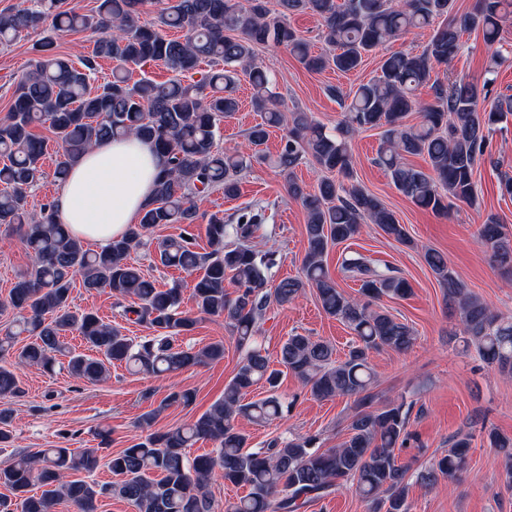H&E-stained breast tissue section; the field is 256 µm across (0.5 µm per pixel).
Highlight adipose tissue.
<instances>
[{
	"instance_id": "obj_1",
	"label": "adipose tissue",
	"mask_w": 512,
	"mask_h": 512,
	"mask_svg": "<svg viewBox=\"0 0 512 512\" xmlns=\"http://www.w3.org/2000/svg\"><path fill=\"white\" fill-rule=\"evenodd\" d=\"M167 159L135 136L105 141L69 171L54 197L56 219L77 238L97 244L136 223Z\"/></svg>"
}]
</instances>
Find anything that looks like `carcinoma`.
<instances>
[{
	"instance_id": "obj_1",
	"label": "carcinoma",
	"mask_w": 512,
	"mask_h": 512,
	"mask_svg": "<svg viewBox=\"0 0 512 512\" xmlns=\"http://www.w3.org/2000/svg\"><path fill=\"white\" fill-rule=\"evenodd\" d=\"M145 0H97L89 13L64 7L65 0H19L0 14V43L24 30L49 25L57 33L96 34L92 51L75 63L51 55L54 41L39 43L42 53L18 81L7 116L0 121V226L19 233L31 256L30 269L19 275L0 310L18 317L20 331L33 340L15 348V333L0 336V356L13 355L19 365L54 368L56 356L68 358L69 372L94 383L111 366H125L161 377L224 358V343L183 348L176 341L192 332L204 317L224 319L242 363L224 386V397L208 411L182 426L156 430L116 453L100 448H45L23 454L0 468V512H53L62 499L76 512H98L102 498L118 496L135 512H214L209 485L215 478L248 489L247 495L224 506V512H298L308 502L348 485L386 512H408V466L395 449L409 439L410 409L404 402L373 406L372 351H408L415 343L412 326L375 307L382 297L404 298L408 280L387 263L364 257L343 260L344 271L361 282L360 297L337 288L324 257L358 235L361 225L379 226L388 237L412 244L395 214L375 195L353 183L350 143L372 128H384L375 163L389 174L395 188L415 205L446 215L457 202L472 203L477 195L476 163L489 152V134L512 112V98L485 106L493 79L483 83L439 78L435 68L448 65L467 31H480L484 42L500 40L501 23L512 14V0H476L459 23L437 28L419 54L398 52L383 59L380 75L353 92L336 134L325 132L307 112L286 114L270 89L267 72L254 63L256 47L285 45L307 69L334 68L350 72L382 44L417 28L432 25L453 8V0H167L157 23L141 22ZM305 12L319 21V36L336 52L314 55L310 44L288 24V14ZM184 31L172 39L163 29ZM115 62L111 79L91 88L99 61ZM160 62L173 73L163 82L143 77L131 81L130 67ZM209 70L195 83L184 81L200 63ZM249 77L252 106L261 122L247 133L245 150L226 154L216 137L224 117L237 111V67ZM430 85L433 99L413 97L420 85ZM411 112L419 114L406 124ZM288 124L282 147L271 159L255 151L267 140L269 128ZM45 127L56 139L55 177L65 179L70 166L97 144L115 137L150 140L166 154L167 165L139 221L124 235L91 250L58 223L53 203L39 213L28 209L33 187L45 178L48 140L33 132ZM310 157L328 176L313 191L293 178V170ZM421 156L427 169L407 163ZM272 162L288 177V196L307 214V250L301 275L267 288L268 271L276 264L275 250L262 251L252 239L268 220L267 207L248 206L239 215L208 216L206 234L211 251L197 250L195 198L212 190L238 195L242 175L253 163ZM351 181L346 186L331 174ZM180 224L175 237L157 241L156 264L193 277L196 313L180 309L181 288L175 282L159 288L130 261L131 252L150 243L160 225ZM477 240L493 263L512 272V238L498 217L490 214L477 229ZM424 261L457 309L466 348L488 365L512 370V319L491 307L460 281L444 256L432 249ZM88 292L131 299L124 314L134 315L152 332L131 338L96 311H74L70 297L75 278ZM315 290L323 311L353 331L357 344L345 359L336 358L329 343L301 333L288 337L280 349V364L294 374L310 394L321 400L346 397L353 414L345 440L320 451L314 436L275 437L266 447H249L238 419L269 424L285 405L278 395L281 371L271 367L257 342V323L267 307L288 305ZM80 337L84 350L64 341ZM262 384L267 395L246 400ZM22 393L16 372L0 366V396ZM200 440L214 448L188 458L186 449ZM471 435L457 436L448 454L419 473L434 485L443 477L457 479L468 468ZM106 467L118 477L99 484L72 479ZM40 493H32L33 487Z\"/></svg>"
}]
</instances>
